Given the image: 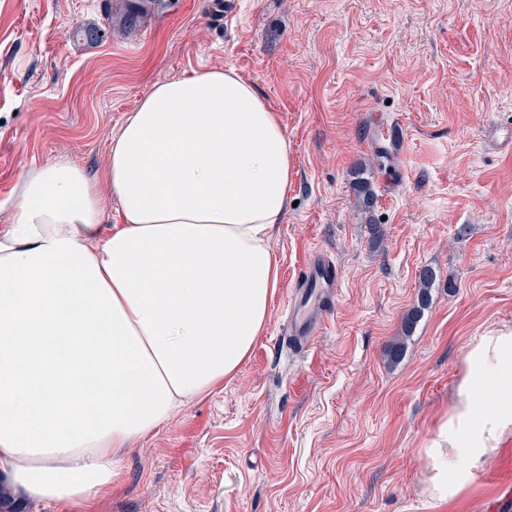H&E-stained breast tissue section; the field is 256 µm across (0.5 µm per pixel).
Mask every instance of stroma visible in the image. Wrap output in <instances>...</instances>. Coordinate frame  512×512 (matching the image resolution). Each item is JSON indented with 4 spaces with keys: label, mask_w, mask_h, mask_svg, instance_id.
<instances>
[{
    "label": "stroma",
    "mask_w": 512,
    "mask_h": 512,
    "mask_svg": "<svg viewBox=\"0 0 512 512\" xmlns=\"http://www.w3.org/2000/svg\"><path fill=\"white\" fill-rule=\"evenodd\" d=\"M126 3L0 0V224L47 160L104 182L127 114L192 71L256 84L293 177L249 358L124 454L98 512H492L512 429L478 465L452 451L448 477L464 485L444 503L427 448L471 350L512 332V153L487 139L512 124V0H160L129 33L109 21ZM318 249L341 266L340 297L301 353L282 339L285 304ZM426 266L437 281L408 333Z\"/></svg>",
    "instance_id": "stroma-1"
}]
</instances>
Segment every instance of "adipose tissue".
I'll return each mask as SVG.
<instances>
[{
	"mask_svg": "<svg viewBox=\"0 0 512 512\" xmlns=\"http://www.w3.org/2000/svg\"><path fill=\"white\" fill-rule=\"evenodd\" d=\"M291 177L276 113L221 68L152 85L110 141L108 191L68 160L24 175L0 225V472L16 491L93 512L134 443L237 373L276 293ZM471 364L430 448L438 502L459 491L449 449L480 461L512 427V336ZM485 373L505 402L492 413Z\"/></svg>",
	"mask_w": 512,
	"mask_h": 512,
	"instance_id": "adipose-tissue-1",
	"label": "adipose tissue"
}]
</instances>
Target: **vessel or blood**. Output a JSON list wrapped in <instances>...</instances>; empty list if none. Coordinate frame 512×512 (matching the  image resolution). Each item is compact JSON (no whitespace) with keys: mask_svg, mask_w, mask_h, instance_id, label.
<instances>
[{"mask_svg":"<svg viewBox=\"0 0 512 512\" xmlns=\"http://www.w3.org/2000/svg\"><path fill=\"white\" fill-rule=\"evenodd\" d=\"M339 268L327 252L315 251L300 269L286 309L285 333L291 346L302 348L317 336L326 313L339 296Z\"/></svg>","mask_w":512,"mask_h":512,"instance_id":"1","label":"vessel or blood"}]
</instances>
